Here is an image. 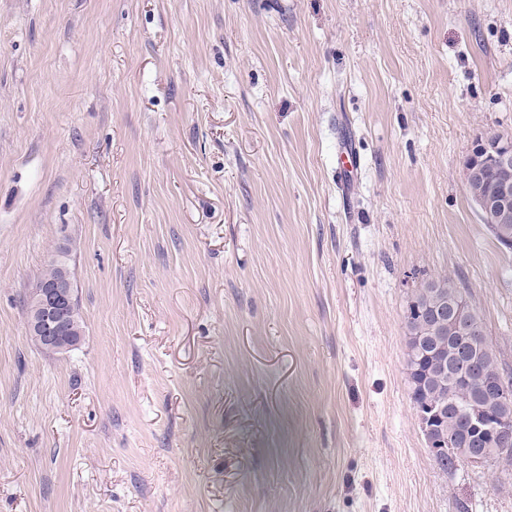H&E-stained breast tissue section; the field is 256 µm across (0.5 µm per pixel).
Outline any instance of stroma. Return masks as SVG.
I'll use <instances>...</instances> for the list:
<instances>
[{"label": "stroma", "instance_id": "obj_1", "mask_svg": "<svg viewBox=\"0 0 512 512\" xmlns=\"http://www.w3.org/2000/svg\"><path fill=\"white\" fill-rule=\"evenodd\" d=\"M493 132L512 0H0V512H512V464L437 470L406 366L447 276L512 372ZM491 166L496 173V188L493 197L477 201V209L484 216L489 232L506 249H512V221L500 224L510 215L512 218V137L491 134L482 138L472 150L464 173V182L479 178L483 167ZM59 274L57 266L47 265L38 281L55 279ZM73 282L67 270L63 268L60 277L45 284L37 283L29 294V316L26 323V330L30 340L38 347H41L40 340L44 347L50 351H65L74 348L78 340L73 336L82 337L85 332V319L79 301L64 309L62 314L63 322L71 336H61L60 321L57 313L66 307L72 297ZM37 336V337H36ZM40 338V340L38 339ZM421 282L422 283L420 284V288H418V291H419V294L422 297L423 301L430 300L431 289H433L435 286L442 285L444 287H447V289L450 288L457 294L464 295L467 298V302L471 306V309L474 313L475 319L479 322H482V319L479 315L477 308H475L469 300V295H468L467 291H465L464 289H461V288H457V286L454 284V282L449 277L442 278V279H423V280H421Z\"/></svg>", "mask_w": 512, "mask_h": 512}]
</instances>
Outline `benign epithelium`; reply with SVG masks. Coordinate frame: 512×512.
<instances>
[{"label":"benign epithelium","instance_id":"benign-epithelium-1","mask_svg":"<svg viewBox=\"0 0 512 512\" xmlns=\"http://www.w3.org/2000/svg\"><path fill=\"white\" fill-rule=\"evenodd\" d=\"M487 165L496 173V188L493 196L477 201V209L486 223L497 224L512 216L511 136L491 134L482 138L466 163L464 182L468 184L480 177ZM72 292L73 282L64 269L58 279L36 284L29 294L27 333L39 337L50 351H65L78 344L74 337L60 335L57 316L58 311L69 304ZM425 310L428 317L423 329L417 332L418 346H426L427 331L448 337V359L438 361V370L433 376L438 388H448V397L416 409L419 429L432 460L452 454L473 467L507 458L512 453V426L508 424L512 386L500 378L490 377L485 371L483 357L489 349L480 342L485 335L484 328L465 318L458 298L438 289L432 293V301ZM423 311L417 314L421 316ZM463 383L469 385L473 394L459 401L457 396L464 393ZM487 391L499 393L502 409L494 411L476 399L477 394ZM448 405L460 414L464 425V430L453 440L447 437L441 425Z\"/></svg>","mask_w":512,"mask_h":512}]
</instances>
